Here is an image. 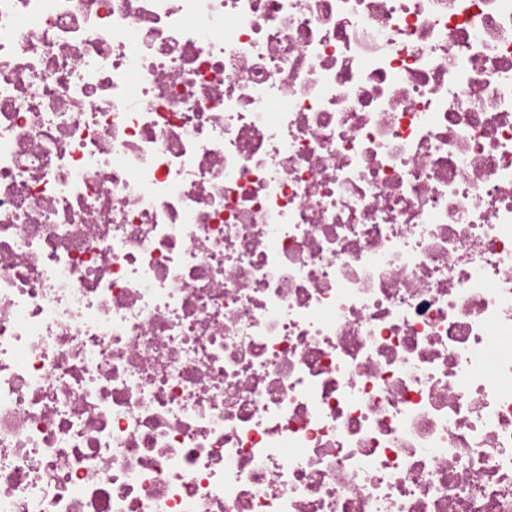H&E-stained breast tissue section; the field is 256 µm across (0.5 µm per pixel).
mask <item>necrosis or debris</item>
<instances>
[{
  "instance_id": "4bbe7bcc",
  "label": "necrosis or debris",
  "mask_w": 512,
  "mask_h": 512,
  "mask_svg": "<svg viewBox=\"0 0 512 512\" xmlns=\"http://www.w3.org/2000/svg\"><path fill=\"white\" fill-rule=\"evenodd\" d=\"M0 512H512V0H0Z\"/></svg>"
}]
</instances>
